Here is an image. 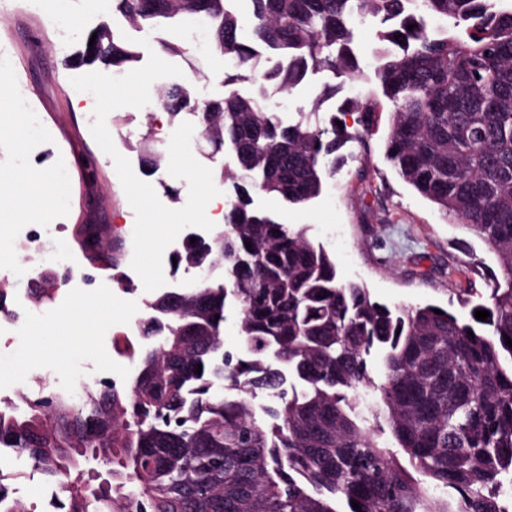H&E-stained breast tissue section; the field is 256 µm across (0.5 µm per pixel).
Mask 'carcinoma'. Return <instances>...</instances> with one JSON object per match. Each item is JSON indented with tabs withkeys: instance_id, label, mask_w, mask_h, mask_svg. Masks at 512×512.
Wrapping results in <instances>:
<instances>
[{
	"instance_id": "carcinoma-1",
	"label": "carcinoma",
	"mask_w": 512,
	"mask_h": 512,
	"mask_svg": "<svg viewBox=\"0 0 512 512\" xmlns=\"http://www.w3.org/2000/svg\"><path fill=\"white\" fill-rule=\"evenodd\" d=\"M111 0L137 29L191 19L212 24L213 57L232 60L245 84L201 100L194 83L164 85L173 120L195 109L197 138L231 154L221 174L224 226L173 254L174 270L215 268L163 291L139 322L143 344L123 389L79 396L38 380L23 410L0 408V447L16 448L58 489L55 512H512V0ZM376 31L379 90L391 104L385 157L443 218L494 255L487 301L469 319L433 304L391 309L338 279L305 228L253 207L252 194L305 206L318 198L348 141L377 124L367 98L331 117L285 123L265 88L288 92L309 74L360 73L353 30ZM414 25L408 30L407 25ZM399 39H394V36ZM88 63L133 65L141 51L97 32ZM276 56L258 69V47ZM142 136L145 169L160 167ZM251 248H246V243ZM50 268L32 279L34 302L52 301ZM440 313H435V310ZM490 313L484 321L475 310ZM242 352L224 349L226 312ZM384 350L383 374L368 363ZM202 372L196 373L197 365ZM268 392L256 418L253 393ZM381 420L393 444L368 419ZM6 512H37L7 500Z\"/></svg>"
}]
</instances>
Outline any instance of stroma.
<instances>
[{"label": "stroma", "mask_w": 512, "mask_h": 512, "mask_svg": "<svg viewBox=\"0 0 512 512\" xmlns=\"http://www.w3.org/2000/svg\"><path fill=\"white\" fill-rule=\"evenodd\" d=\"M104 23L130 36L135 33L121 17L90 10L86 0H62L56 11L42 8L34 13L26 10L23 0H0V56L9 60L8 65L0 67V86L21 91L19 109L0 120V173L44 172L66 188L51 216L37 212L17 216L0 211V225L7 229L0 243L16 254L14 263L0 265V280L12 284L13 297L27 292L36 264L17 251L15 238L23 225L40 224L47 230L45 257L54 268L63 273L90 272L99 283L95 289L61 286L53 302L35 308L23 325L22 338L10 344L0 342V385L8 388L14 401L34 390L35 377L46 375L53 385L74 387L92 370L111 366L112 354L101 344V337L134 325L147 315L144 301L149 293L140 287L130 297H113L112 314L96 325L97 340L92 344L58 335L50 323L55 310L80 313L83 301L102 296L101 285L110 279L108 272L92 270L86 261L76 242L78 226H86L97 235L111 230L125 248L133 246L135 213L111 157L96 145L86 120L87 109L73 103V77L93 71L111 76L117 73L114 67L87 65L78 59L86 35ZM380 27L379 19L370 18L355 30V49L363 68L356 80H343L320 70L290 93L270 92L269 105L284 121L292 122L312 112L324 125L347 100L373 96L377 89L374 32ZM63 33L72 37L64 53L56 47ZM154 37L186 46V55L172 57V64L187 77L200 71L203 98L223 97L225 69L207 49L192 46L181 28L162 26L155 29ZM29 108L40 112L43 122L39 133L30 134L20 149L11 127L25 123ZM390 110L389 104H381L377 131L366 142L345 144L342 153L346 162L335 177L327 179L319 198L297 208L257 193L254 206L274 213L284 223L305 227L308 237L332 255L341 281L364 285L373 300L388 307L427 303L444 307L463 289L485 293L482 277L452 276L448 270L468 257L494 272L498 265L493 255L462 225L446 222L434 205L416 195L386 163L383 139ZM106 126L116 149L129 159L135 174L153 186L165 206L177 208V201L165 188L175 184L185 193L189 190L187 182L174 179L163 168L146 172L135 150L146 130H153L156 140L165 145L176 128L158 99H151L140 109L113 110ZM31 336L36 337L39 346L32 371L13 374L11 368Z\"/></svg>", "instance_id": "35a3bbf8"}]
</instances>
